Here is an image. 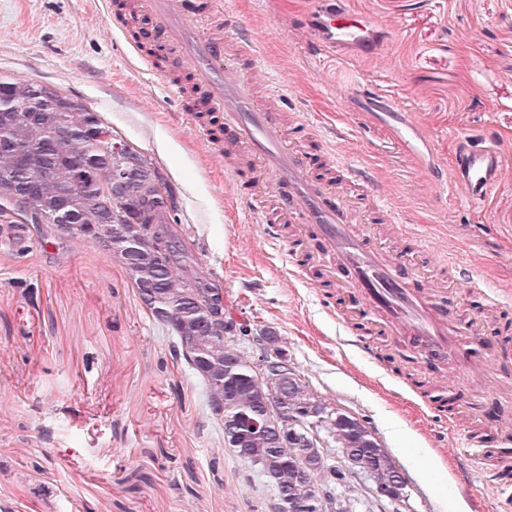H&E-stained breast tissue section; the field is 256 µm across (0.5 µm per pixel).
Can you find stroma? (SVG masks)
Segmentation results:
<instances>
[{
	"instance_id": "35a3bbf8",
	"label": "stroma",
	"mask_w": 512,
	"mask_h": 512,
	"mask_svg": "<svg viewBox=\"0 0 512 512\" xmlns=\"http://www.w3.org/2000/svg\"><path fill=\"white\" fill-rule=\"evenodd\" d=\"M389 21L385 54L321 46L307 26L316 0H231L264 51L258 70L293 78L317 121L346 126L347 156L371 168L393 203L480 279L512 292V0H350ZM0 77L48 86L100 113L177 191L174 226L224 290V308L257 332L277 333L288 361L328 408L366 422L405 479L400 502L356 512H478L464 484L512 464L496 431L469 441L459 414L446 447L423 412L436 387L415 385L406 361L374 367L341 347L340 327L295 281L288 251H273L224 181L172 95L128 57L109 16L89 0H0ZM418 112L414 149L399 119L352 111L353 82ZM485 141L506 169L485 204L445 199L428 169L452 165L465 141ZM112 255L91 240L41 234L0 220V504L11 512H281L275 490L224 445L204 385L175 355Z\"/></svg>"
}]
</instances>
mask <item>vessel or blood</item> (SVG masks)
Returning a JSON list of instances; mask_svg holds the SVG:
<instances>
[{
    "label": "vessel or blood",
    "mask_w": 512,
    "mask_h": 512,
    "mask_svg": "<svg viewBox=\"0 0 512 512\" xmlns=\"http://www.w3.org/2000/svg\"><path fill=\"white\" fill-rule=\"evenodd\" d=\"M314 16L321 44L367 53L377 42L371 22L357 16L349 0H322ZM220 0H137L147 21L145 35L192 71L199 109L185 119L201 142L224 157V175L248 193L249 211L263 226L272 249L287 237L300 240L318 267L291 260L292 276L321 295L325 312L342 327L349 345L373 363L396 355L401 345L414 353L413 364L445 391L450 410L432 409L430 438L447 441L460 409L473 408L474 393L512 385V358L471 352L473 342L489 336L485 320L472 318L448 303V287L467 285L491 311L512 306V297L488 288L457 258L427 272L406 267L401 254L417 255L427 245L407 214L389 200L381 182L348 160L341 137L328 133L284 94L275 76L256 77L261 44ZM231 32L236 58L224 54L223 34ZM351 96L394 113L392 98L368 86L351 87ZM431 177L443 195L469 205L483 204L502 175L498 154L489 147L460 152L452 168H434ZM331 283L344 297L335 304L321 294ZM387 336L385 348L367 344L356 322ZM486 512H512V476L482 474Z\"/></svg>",
    "instance_id": "vessel-or-blood-1"
}]
</instances>
